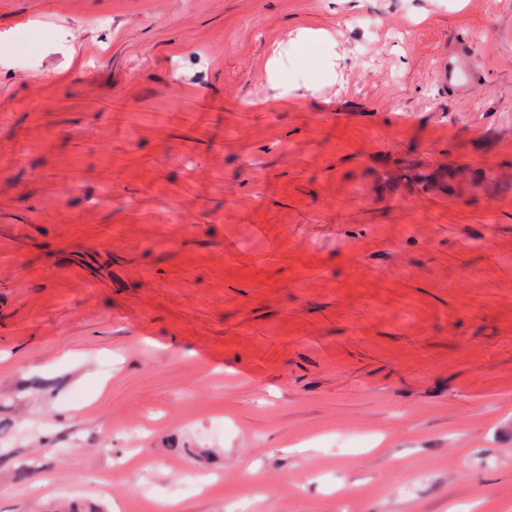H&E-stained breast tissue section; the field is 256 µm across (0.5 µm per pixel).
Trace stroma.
Instances as JSON below:
<instances>
[{"label":"stroma","instance_id":"obj_1","mask_svg":"<svg viewBox=\"0 0 512 512\" xmlns=\"http://www.w3.org/2000/svg\"><path fill=\"white\" fill-rule=\"evenodd\" d=\"M59 500L512 512V0H0V512Z\"/></svg>","mask_w":512,"mask_h":512}]
</instances>
